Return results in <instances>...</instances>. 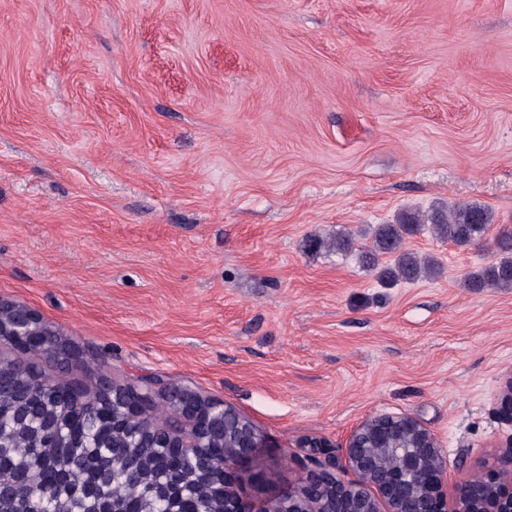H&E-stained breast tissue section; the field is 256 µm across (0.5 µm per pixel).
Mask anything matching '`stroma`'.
<instances>
[{
    "mask_svg": "<svg viewBox=\"0 0 512 512\" xmlns=\"http://www.w3.org/2000/svg\"><path fill=\"white\" fill-rule=\"evenodd\" d=\"M476 202L512 229V0H0V300L79 351L0 360L223 401L262 434L257 501L379 413L499 467L512 288L427 233L381 287L305 239Z\"/></svg>",
    "mask_w": 512,
    "mask_h": 512,
    "instance_id": "obj_1",
    "label": "stroma"
}]
</instances>
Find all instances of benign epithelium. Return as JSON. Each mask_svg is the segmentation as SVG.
Masks as SVG:
<instances>
[{
	"label": "benign epithelium",
	"mask_w": 512,
	"mask_h": 512,
	"mask_svg": "<svg viewBox=\"0 0 512 512\" xmlns=\"http://www.w3.org/2000/svg\"><path fill=\"white\" fill-rule=\"evenodd\" d=\"M7 319H0V342L30 352L41 342L39 354L58 361L77 357L43 317L25 305L5 304ZM39 327L42 335L25 332ZM103 401L127 407L126 428L138 427L150 401L149 393L128 385L107 388ZM179 425H158L164 446L176 455L197 456L206 438L225 433L231 422V445L224 449L219 469L224 473V512H512V452L497 469L474 475L458 484L454 495L443 490L447 471L438 438L415 418L405 414H379L358 425L348 436L343 455L355 479L336 472V457L311 458L300 487L290 489L274 503L255 504L237 489L236 469L246 468L263 447L257 429L222 401L205 399L189 389L167 392Z\"/></svg>",
	"instance_id": "benign-epithelium-1"
}]
</instances>
